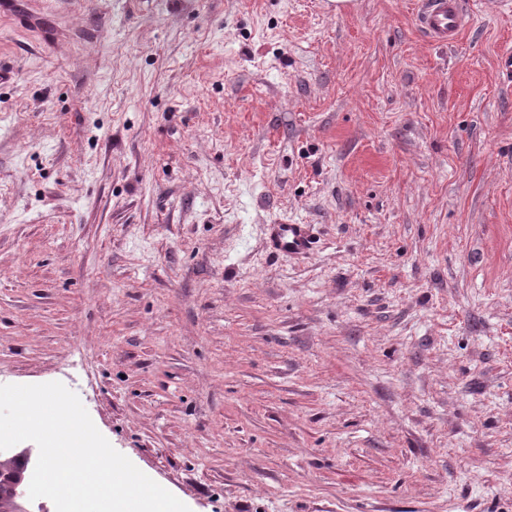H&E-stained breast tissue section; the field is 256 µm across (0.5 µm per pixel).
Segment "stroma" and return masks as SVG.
<instances>
[{
	"instance_id": "35a3bbf8",
	"label": "stroma",
	"mask_w": 512,
	"mask_h": 512,
	"mask_svg": "<svg viewBox=\"0 0 512 512\" xmlns=\"http://www.w3.org/2000/svg\"><path fill=\"white\" fill-rule=\"evenodd\" d=\"M461 3L1 6L0 385L190 512H512V12ZM415 20L422 32L440 44H452L465 22L458 0H416ZM271 241L283 254H306L312 250V235L307 224H273Z\"/></svg>"
}]
</instances>
